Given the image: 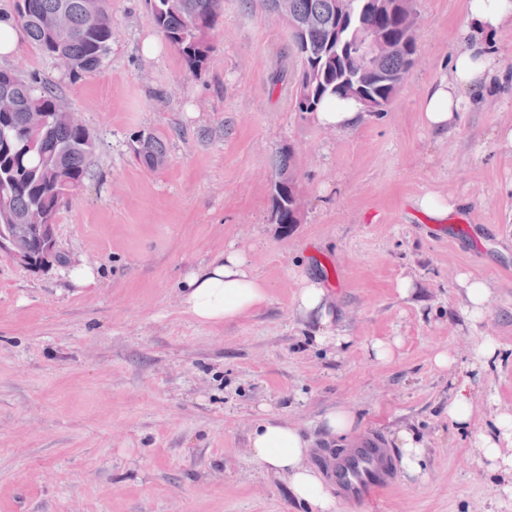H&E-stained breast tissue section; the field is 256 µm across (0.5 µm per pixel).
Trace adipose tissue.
<instances>
[{"label": "adipose tissue", "instance_id": "ef3b65f1", "mask_svg": "<svg viewBox=\"0 0 512 512\" xmlns=\"http://www.w3.org/2000/svg\"><path fill=\"white\" fill-rule=\"evenodd\" d=\"M508 27L512 28V0H467L448 73L424 93L421 120L429 130L453 128L465 100L480 99L496 86L501 74L494 64L490 38ZM268 299L266 284L234 251L223 253L185 280L184 307L202 323L219 324L246 316L262 308ZM333 303L332 291L309 275L302 278L293 298L295 315L311 327L310 345L320 350L343 343L331 330L337 317ZM250 443L254 462L283 477L292 496L306 503L310 512H334L335 498L306 463L312 442L298 426L286 421L262 423L253 431ZM505 444L512 446V414L499 413L494 430L478 435L474 446L503 476L502 490L512 496V453L502 452Z\"/></svg>", "mask_w": 512, "mask_h": 512}]
</instances>
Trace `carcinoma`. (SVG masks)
I'll return each instance as SVG.
<instances>
[{
    "label": "carcinoma",
    "instance_id": "obj_1",
    "mask_svg": "<svg viewBox=\"0 0 512 512\" xmlns=\"http://www.w3.org/2000/svg\"><path fill=\"white\" fill-rule=\"evenodd\" d=\"M84 0H15V19L24 28L31 45L74 74H92L108 54L112 43V17L103 10L89 17ZM331 0H292L299 14H327ZM154 23L190 69L202 68L211 52L210 33L219 24L224 0H147ZM66 11V32L51 29L53 17ZM346 29L345 39L373 29L390 43L392 51L381 63L368 66L343 44L336 43V29ZM301 76L309 80L310 94L294 98V110L314 113L328 98H345L346 85L357 83L373 103L371 112H384L400 90L398 79L416 56L413 20L408 13L393 8L364 6V0H349L348 15L331 16L327 24L310 32L291 33ZM14 98L11 112H0V193L6 192L13 213L9 232L26 244L30 252L43 256L42 245L23 227L27 211L39 206L58 209L74 191L92 177L95 142L85 126L58 120L64 111L53 88L42 78L25 80L11 69H0V94ZM30 112H44L46 125L31 131L26 126ZM136 157L147 168L161 166L167 157L163 140L151 132L135 136ZM277 178L273 215L278 224H295L292 198L298 191L294 153L289 148L277 152Z\"/></svg>",
    "mask_w": 512,
    "mask_h": 512
}]
</instances>
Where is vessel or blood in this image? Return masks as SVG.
<instances>
[{
  "mask_svg": "<svg viewBox=\"0 0 512 512\" xmlns=\"http://www.w3.org/2000/svg\"><path fill=\"white\" fill-rule=\"evenodd\" d=\"M322 466L340 499L350 505L361 504L371 491L388 490L398 482L390 449L374 436L358 440L344 453L325 457Z\"/></svg>",
  "mask_w": 512,
  "mask_h": 512,
  "instance_id": "obj_1",
  "label": "vessel or blood"
}]
</instances>
